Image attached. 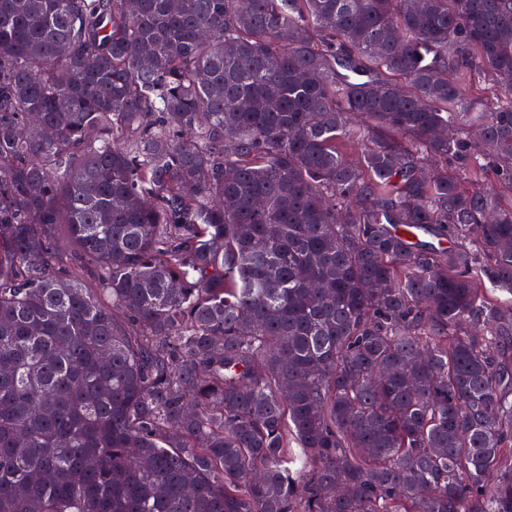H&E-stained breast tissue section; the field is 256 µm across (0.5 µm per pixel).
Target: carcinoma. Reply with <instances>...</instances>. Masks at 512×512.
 <instances>
[{
	"mask_svg": "<svg viewBox=\"0 0 512 512\" xmlns=\"http://www.w3.org/2000/svg\"><path fill=\"white\" fill-rule=\"evenodd\" d=\"M486 171L512 0H0V512H512Z\"/></svg>",
	"mask_w": 512,
	"mask_h": 512,
	"instance_id": "carcinoma-1",
	"label": "carcinoma"
}]
</instances>
